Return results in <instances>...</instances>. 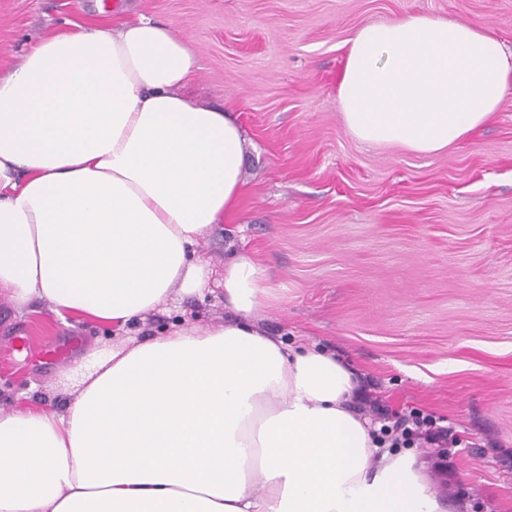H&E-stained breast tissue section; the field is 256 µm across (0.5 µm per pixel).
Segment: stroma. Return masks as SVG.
I'll return each mask as SVG.
<instances>
[{
    "label": "stroma",
    "instance_id": "stroma-1",
    "mask_svg": "<svg viewBox=\"0 0 512 512\" xmlns=\"http://www.w3.org/2000/svg\"><path fill=\"white\" fill-rule=\"evenodd\" d=\"M116 2L183 34L199 65L190 91L246 132L238 215L200 258L220 275L253 255L278 295L262 315L274 336L336 352L390 413L457 434L447 467L427 470L450 512H512V87L486 125L430 156L358 141L337 95L358 27L425 12L512 45V0ZM111 19L99 0H0V62L66 22ZM37 308L19 320L0 301V407L20 391L64 400L73 359L110 342ZM224 316L218 294L177 296L146 326Z\"/></svg>",
    "mask_w": 512,
    "mask_h": 512
}]
</instances>
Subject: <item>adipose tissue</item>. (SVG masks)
<instances>
[{"mask_svg":"<svg viewBox=\"0 0 512 512\" xmlns=\"http://www.w3.org/2000/svg\"><path fill=\"white\" fill-rule=\"evenodd\" d=\"M196 66L171 26L118 16L0 64V298L115 338L65 402L0 408V512H448L426 461L377 439L351 367L258 323L277 296L252 257L224 264V322L130 335L209 287L195 248L243 194L244 132L185 93ZM511 86L492 31L419 13L355 31L338 98L359 141L435 155Z\"/></svg>","mask_w":512,"mask_h":512,"instance_id":"ef3b65f1","label":"adipose tissue"}]
</instances>
